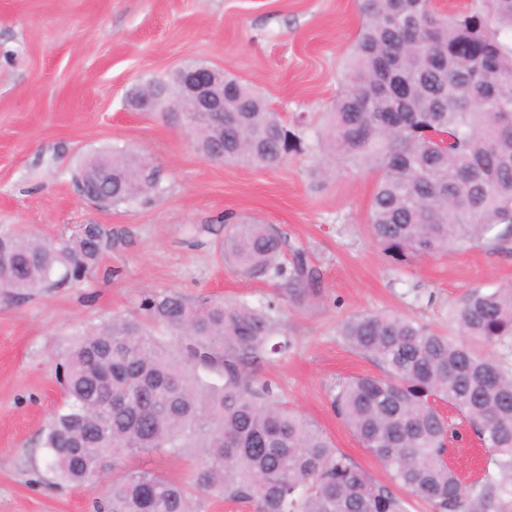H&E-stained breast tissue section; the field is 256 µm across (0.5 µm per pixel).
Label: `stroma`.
<instances>
[{
	"mask_svg": "<svg viewBox=\"0 0 512 512\" xmlns=\"http://www.w3.org/2000/svg\"><path fill=\"white\" fill-rule=\"evenodd\" d=\"M361 20L360 0H0V228L58 237L101 224L112 235L85 280L0 298V512H97L104 503L112 471L83 486L56 483L41 432L62 404L56 365L72 339L139 315L148 292L253 305L279 298L280 334L293 346L261 375L289 409L388 482L331 405L336 381L379 372L343 341L341 323L389 311L454 335L452 314L471 291L512 285V246L395 263L370 230L376 172L340 168L319 179L326 152L311 131L343 88ZM191 61L256 90L298 151L273 168L212 163L184 131L128 107L130 89ZM115 147L152 154L162 193L130 205L85 200L75 168ZM227 214L302 241L322 274L319 296L296 305L273 284L229 271L215 224Z\"/></svg>",
	"mask_w": 512,
	"mask_h": 512,
	"instance_id": "35a3bbf8",
	"label": "stroma"
}]
</instances>
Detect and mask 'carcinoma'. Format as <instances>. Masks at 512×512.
I'll return each instance as SVG.
<instances>
[{
	"mask_svg": "<svg viewBox=\"0 0 512 512\" xmlns=\"http://www.w3.org/2000/svg\"><path fill=\"white\" fill-rule=\"evenodd\" d=\"M363 20L317 145L347 168L378 174L371 234L391 259L409 262L466 244L512 242V0H471L444 13L431 0H362ZM193 144L207 157L278 165L294 134L264 99L224 75V112H203ZM108 177L94 201L147 202L163 191L151 157L125 150L86 158ZM229 268L268 281L303 304L321 275L303 244L275 224L219 220ZM107 242L100 224L43 239L0 229V295L47 291L92 273ZM143 317H117L77 337L58 366L64 404L45 430L49 471L81 485L142 454L201 449L188 479L150 469L112 480L107 512H196L193 497L247 500L260 512H512V367L480 353L512 352V287L474 290L454 314L457 337L390 312H363L340 335L380 376L336 382L332 406L389 472L375 481L316 425L279 402L257 369L291 348L280 305L148 293ZM218 381L210 380L211 375ZM466 419L485 449L481 472L462 483L444 461Z\"/></svg>",
	"mask_w": 512,
	"mask_h": 512,
	"instance_id": "1",
	"label": "carcinoma"
}]
</instances>
